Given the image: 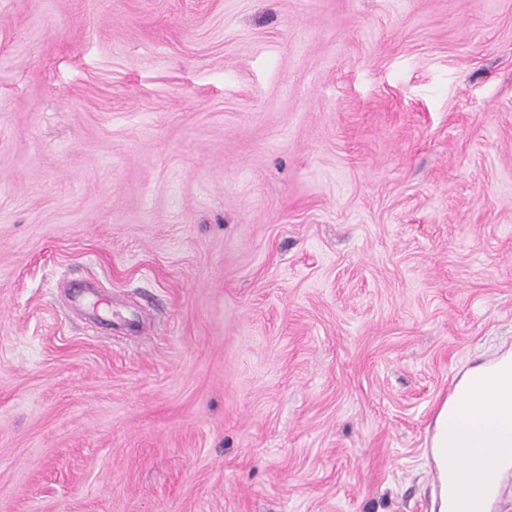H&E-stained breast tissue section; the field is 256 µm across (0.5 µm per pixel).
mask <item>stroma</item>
Instances as JSON below:
<instances>
[{"mask_svg":"<svg viewBox=\"0 0 512 512\" xmlns=\"http://www.w3.org/2000/svg\"><path fill=\"white\" fill-rule=\"evenodd\" d=\"M512 349V0H0V512H432Z\"/></svg>","mask_w":512,"mask_h":512,"instance_id":"35a3bbf8","label":"stroma"}]
</instances>
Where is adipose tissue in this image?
<instances>
[{
	"label": "adipose tissue",
	"instance_id": "obj_1",
	"mask_svg": "<svg viewBox=\"0 0 512 512\" xmlns=\"http://www.w3.org/2000/svg\"><path fill=\"white\" fill-rule=\"evenodd\" d=\"M457 388L454 404L437 411L430 438L437 512H491L499 480L512 470V351L467 369ZM463 453L476 463L462 488L448 458Z\"/></svg>",
	"mask_w": 512,
	"mask_h": 512
}]
</instances>
